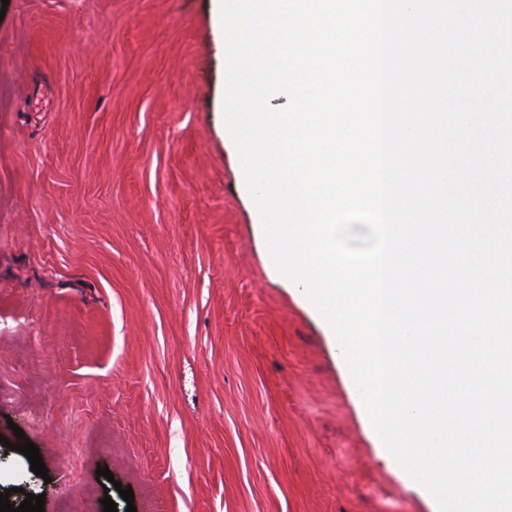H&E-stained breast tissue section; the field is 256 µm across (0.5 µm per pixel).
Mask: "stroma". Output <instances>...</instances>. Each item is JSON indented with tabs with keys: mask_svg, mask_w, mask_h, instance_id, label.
I'll return each mask as SVG.
<instances>
[{
	"mask_svg": "<svg viewBox=\"0 0 512 512\" xmlns=\"http://www.w3.org/2000/svg\"><path fill=\"white\" fill-rule=\"evenodd\" d=\"M213 0L0 19V490L45 512H434L275 272ZM109 468L110 477L97 475Z\"/></svg>",
	"mask_w": 512,
	"mask_h": 512,
	"instance_id": "35a3bbf8",
	"label": "stroma"
}]
</instances>
